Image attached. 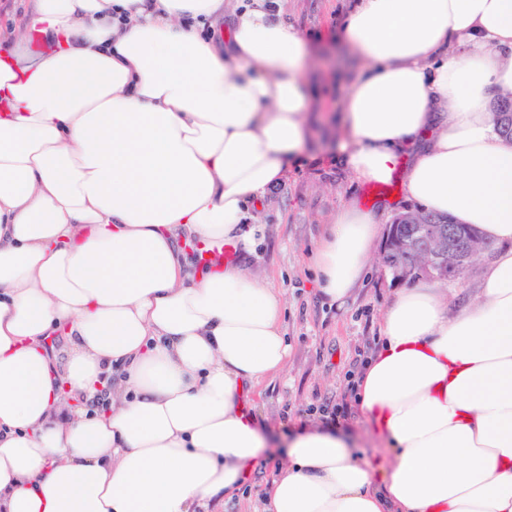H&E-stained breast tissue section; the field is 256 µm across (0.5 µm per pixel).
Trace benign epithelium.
<instances>
[{
    "label": "benign epithelium",
    "instance_id": "1",
    "mask_svg": "<svg viewBox=\"0 0 512 512\" xmlns=\"http://www.w3.org/2000/svg\"><path fill=\"white\" fill-rule=\"evenodd\" d=\"M417 225L414 236L400 232ZM489 244L468 227H443L431 223L422 212L407 210L389 225L382 249L384 267L397 282L429 276L458 280L483 257Z\"/></svg>",
    "mask_w": 512,
    "mask_h": 512
}]
</instances>
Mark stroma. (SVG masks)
Returning a JSON list of instances; mask_svg holds the SVG:
<instances>
[{"instance_id":"35a3bbf8","label":"stroma","mask_w":512,"mask_h":512,"mask_svg":"<svg viewBox=\"0 0 512 512\" xmlns=\"http://www.w3.org/2000/svg\"><path fill=\"white\" fill-rule=\"evenodd\" d=\"M353 3L287 0L289 23L311 43L307 78L319 94L309 108L311 136L305 154L254 212L264 240L248 266L272 274L275 287L284 292L290 357L286 371L261 384L249 404L268 442L259 455L267 466L264 472H251L246 487L225 502L221 512H262L267 482L284 459L289 436L321 427L309 409L343 392L357 351L374 347L382 311L400 288L384 270L377 251L362 282L336 309L323 301L307 264L325 224L365 190L336 159L344 90L361 69L357 57L339 41L342 20ZM29 8V0H0V55L18 49ZM337 431L352 444L355 457L369 460L378 470L388 466L385 442L359 413L339 420Z\"/></svg>"}]
</instances>
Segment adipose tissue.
Returning a JSON list of instances; mask_svg holds the SVG:
<instances>
[{
	"label": "adipose tissue",
	"instance_id": "1",
	"mask_svg": "<svg viewBox=\"0 0 512 512\" xmlns=\"http://www.w3.org/2000/svg\"><path fill=\"white\" fill-rule=\"evenodd\" d=\"M26 25L52 49L0 58V512L223 502L263 446L245 399L288 362L285 296L188 253L253 254L245 223L308 139L310 46L265 0H31ZM341 31L364 63L344 168L403 170L411 199L498 250L457 311L433 281L384 308L353 382L388 467L333 430L297 436L263 512H512V143L489 110L512 91V0H356ZM381 220L352 200L328 224L329 304Z\"/></svg>",
	"mask_w": 512,
	"mask_h": 512
}]
</instances>
